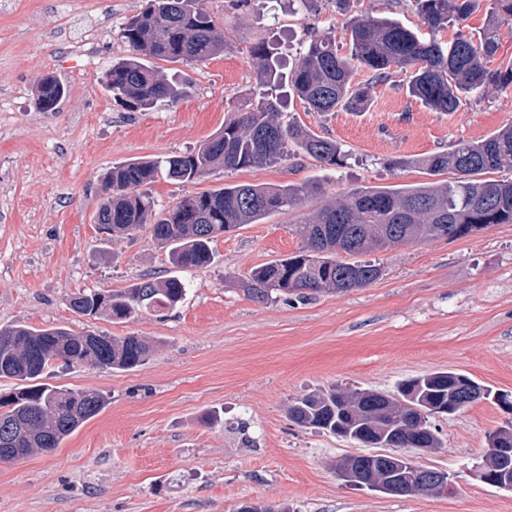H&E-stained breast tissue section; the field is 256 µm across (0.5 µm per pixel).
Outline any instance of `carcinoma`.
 Listing matches in <instances>:
<instances>
[{
  "instance_id": "obj_1",
  "label": "carcinoma",
  "mask_w": 512,
  "mask_h": 512,
  "mask_svg": "<svg viewBox=\"0 0 512 512\" xmlns=\"http://www.w3.org/2000/svg\"><path fill=\"white\" fill-rule=\"evenodd\" d=\"M423 25L432 33L452 29L446 43L425 37L397 20L366 12L347 25L350 53H337L334 36L315 29L288 73V87L308 109L333 112L340 107L363 112L375 85L396 72L409 74V94L426 107L454 112L462 99L512 85V64L491 66L502 27L512 28V0H490L487 22L477 37L467 19L478 0H413ZM122 37L133 52L107 70L105 89L131 110L175 103L182 88L170 82L154 61L194 62L224 50L221 33L206 0H148V6L123 24ZM256 67L259 102L247 111L232 110L224 127L198 148L157 159H137L112 166L102 183L103 199L96 223L113 237L146 229L168 248L177 271L205 268L214 260L217 235L238 229L321 195L309 182L280 186L232 184L190 195L171 207H158L142 188L166 178L193 183L216 168L241 169L276 165L301 155L329 165L337 163L336 141L312 133L294 121H281L276 91L283 84L274 53L265 43L250 50ZM371 73L352 85L355 71ZM67 87L52 75L36 80L41 112H54ZM419 165L431 175L453 177L401 189L356 188L326 200L301 221L305 246L296 254L250 271L244 291L257 302L295 295L341 293L379 279L376 264L342 258L383 250L395 244L455 240L493 224H512V181L485 175L512 169V123L478 141H459L448 151L428 155ZM185 283L177 275L145 276L120 291L85 289L70 300L74 313L129 320L141 312L175 307ZM153 346L137 336L116 338L63 326L42 329L23 325L0 327V378L20 385L0 399V463L54 450L84 422L110 404L104 393L72 390L40 382L57 361L67 366L130 371L144 364ZM468 404L495 397L492 389L468 375L435 372L402 381L393 394L370 389L334 388L304 396L288 406V419L301 428L340 436L364 448H438L440 440L421 417L433 408L452 415L462 396ZM487 447L504 448L502 467L512 491V426L487 436Z\"/></svg>"
}]
</instances>
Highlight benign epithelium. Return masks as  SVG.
<instances>
[{
	"label": "benign epithelium",
	"instance_id": "benign-epithelium-1",
	"mask_svg": "<svg viewBox=\"0 0 512 512\" xmlns=\"http://www.w3.org/2000/svg\"><path fill=\"white\" fill-rule=\"evenodd\" d=\"M372 464L370 467V476L364 475V470L354 461L342 462L339 465L341 476L346 479V483L354 487H363L374 479L377 482L387 486L392 490H401L405 488L414 489L416 487H425L436 495H450L457 490V486L450 479L448 473L438 469H426L419 463H414L411 472L407 473L398 463L404 459L401 454L391 452H376L369 456ZM501 459L498 455L489 452L483 462L477 469L472 471V475L484 483L490 482L494 476V471L498 470Z\"/></svg>",
	"mask_w": 512,
	"mask_h": 512
}]
</instances>
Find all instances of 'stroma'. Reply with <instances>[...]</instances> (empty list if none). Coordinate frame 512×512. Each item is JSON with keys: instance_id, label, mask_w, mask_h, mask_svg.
<instances>
[{"instance_id": "1", "label": "stroma", "mask_w": 512, "mask_h": 512, "mask_svg": "<svg viewBox=\"0 0 512 512\" xmlns=\"http://www.w3.org/2000/svg\"><path fill=\"white\" fill-rule=\"evenodd\" d=\"M147 0H0V326H65L155 344L132 371L54 364L45 381L97 390L109 406L57 448L0 465V512H236L242 502L292 512H512V492L471 474L490 431L512 416L494 400L432 416L440 448L426 466L446 471L451 496L391 494L343 484L332 466L358 445L288 419L289 404L333 387L393 391L439 371L469 375L512 397V224L476 234L366 253L372 284L345 293L252 301L251 269L304 245L296 230L310 204L219 235L211 266L184 272L175 308L128 321L75 314L87 288L115 291L170 273L147 231L114 240L95 222L112 165L183 153L209 139L256 85L249 54L275 44L284 65L305 25L331 29L347 52L334 0H208L224 51L200 62H161L187 86L176 104L146 112L118 106L106 68L129 57L120 37ZM60 79L58 111L36 107L35 81ZM364 112L286 104L283 120L336 141L338 165L299 157L276 166L219 169L201 181H157L169 207L227 184L319 182L325 197L354 188L429 182L417 159L477 141L512 122V86L436 112L410 97L399 73L372 90ZM215 413L205 422V413ZM247 423L250 443L237 430Z\"/></svg>"}]
</instances>
